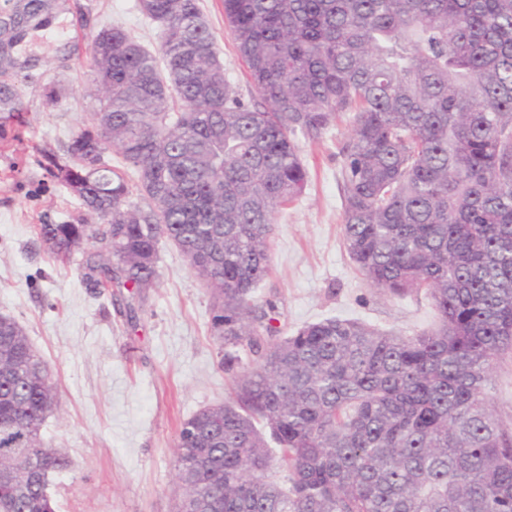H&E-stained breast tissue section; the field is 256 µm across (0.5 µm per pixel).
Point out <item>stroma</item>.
Returning <instances> with one entry per match:
<instances>
[{
  "instance_id": "obj_1",
  "label": "stroma",
  "mask_w": 512,
  "mask_h": 512,
  "mask_svg": "<svg viewBox=\"0 0 512 512\" xmlns=\"http://www.w3.org/2000/svg\"><path fill=\"white\" fill-rule=\"evenodd\" d=\"M216 37L219 59L245 103L254 90L249 69L224 23V0H199ZM57 28L29 31L17 61L38 59L24 90V110L0 135V314L21 323L34 350L49 362L59 407L42 433L63 448L69 466L50 478L56 512H175L181 493L174 448L181 422L224 403L233 375L220 364L210 333L212 300L181 251L159 243L160 283L121 315L108 294L85 288L80 256L50 257L35 227L63 224L84 212L80 201L40 167L42 150L63 152L83 118L98 105L85 66L92 38L119 24L149 49L160 27L138 0H57ZM61 92L55 107L45 87ZM346 125L323 141L300 139L307 187L275 216L272 263L254 291L257 304L274 302L281 335L324 318L356 319L411 335L433 327L425 291L393 295L371 287L350 260L342 238L340 149Z\"/></svg>"
}]
</instances>
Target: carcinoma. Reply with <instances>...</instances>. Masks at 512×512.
<instances>
[{"instance_id": "obj_1", "label": "carcinoma", "mask_w": 512, "mask_h": 512, "mask_svg": "<svg viewBox=\"0 0 512 512\" xmlns=\"http://www.w3.org/2000/svg\"><path fill=\"white\" fill-rule=\"evenodd\" d=\"M197 2L139 0L163 27L154 53L120 26L95 35L109 140L92 114L41 165L98 223L37 227L54 257L83 254L100 291L156 287L172 241L213 298L220 365L257 357L229 401L181 424L187 512H512V427L488 396L512 354V0H224L253 106ZM21 109L0 79V112ZM343 119L348 254L375 288L425 290L428 331L326 318L282 338L275 305L253 300L274 217L308 183L297 134ZM135 190L148 209L128 203ZM58 405L49 364L0 314V512H55L44 480L69 459L42 427Z\"/></svg>"}]
</instances>
